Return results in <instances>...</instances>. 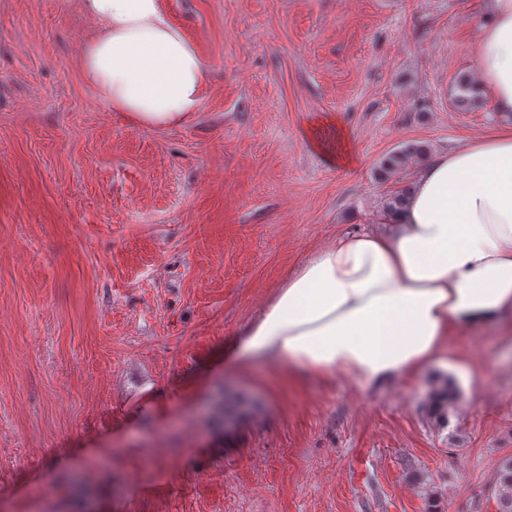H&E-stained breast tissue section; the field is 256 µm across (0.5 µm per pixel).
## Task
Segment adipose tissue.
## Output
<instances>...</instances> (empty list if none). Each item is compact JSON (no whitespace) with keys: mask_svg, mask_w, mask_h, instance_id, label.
<instances>
[{"mask_svg":"<svg viewBox=\"0 0 512 512\" xmlns=\"http://www.w3.org/2000/svg\"><path fill=\"white\" fill-rule=\"evenodd\" d=\"M99 23L83 72L100 102L136 126L181 125L205 77L161 0H84ZM477 83L512 117V0H490L475 45ZM388 234L352 233L285 280L238 348L292 375L379 387L447 364L456 334L512 311V127L433 158Z\"/></svg>","mask_w":512,"mask_h":512,"instance_id":"adipose-tissue-1","label":"adipose tissue"}]
</instances>
